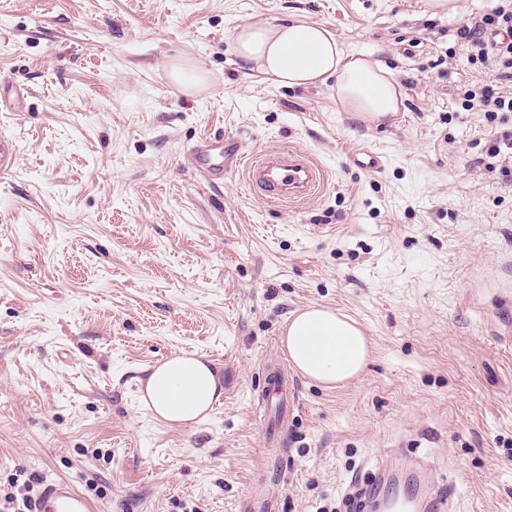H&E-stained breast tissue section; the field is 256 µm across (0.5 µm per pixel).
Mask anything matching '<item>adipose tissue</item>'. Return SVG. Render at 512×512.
Masks as SVG:
<instances>
[{
  "mask_svg": "<svg viewBox=\"0 0 512 512\" xmlns=\"http://www.w3.org/2000/svg\"><path fill=\"white\" fill-rule=\"evenodd\" d=\"M233 51L250 72L275 86L334 81L342 109L371 123L395 115L403 104L398 82L382 63L347 49L317 22L291 17L242 24L234 31ZM281 348L294 370L327 389L359 379L370 357L358 323L322 305L291 316ZM144 391L153 415L182 425L205 418L221 397L216 369L192 355L151 367Z\"/></svg>",
  "mask_w": 512,
  "mask_h": 512,
  "instance_id": "adipose-tissue-1",
  "label": "adipose tissue"
}]
</instances>
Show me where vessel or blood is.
Wrapping results in <instances>:
<instances>
[{
    "mask_svg": "<svg viewBox=\"0 0 512 512\" xmlns=\"http://www.w3.org/2000/svg\"><path fill=\"white\" fill-rule=\"evenodd\" d=\"M223 147L200 141L191 153L192 164L208 178L220 173L218 159ZM243 168L249 190L267 203L302 200L311 196L323 180V172L311 158L299 151L284 149L250 158ZM435 463L415 462L412 475L423 491L425 512H452V495L443 494L433 482ZM26 512H105L101 500L89 497L68 479H41Z\"/></svg>",
    "mask_w": 512,
    "mask_h": 512,
    "instance_id": "b4317fda",
    "label": "vessel or blood"
}]
</instances>
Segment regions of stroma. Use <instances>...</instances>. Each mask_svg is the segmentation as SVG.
<instances>
[{
  "label": "stroma",
  "instance_id": "obj_1",
  "mask_svg": "<svg viewBox=\"0 0 512 512\" xmlns=\"http://www.w3.org/2000/svg\"><path fill=\"white\" fill-rule=\"evenodd\" d=\"M0 0V490L76 481L106 512L340 507L392 448L434 460L455 512H512V181L479 169L496 126L470 92L512 94L457 29L492 0ZM300 16L383 63L403 107L373 124L333 86L247 75L235 28ZM191 65L205 83L171 79ZM308 153V198L271 205L242 170L204 182L202 137ZM366 148L383 160H349ZM313 303L354 318L365 374L326 390L279 345ZM197 354L222 396L207 419L154 418L148 368ZM297 398L279 449L267 370Z\"/></svg>",
  "mask_w": 512,
  "mask_h": 512
}]
</instances>
